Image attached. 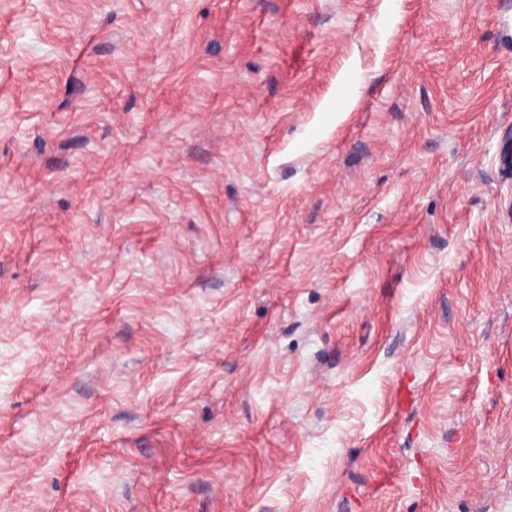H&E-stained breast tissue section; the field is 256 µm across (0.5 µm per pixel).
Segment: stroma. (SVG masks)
I'll return each mask as SVG.
<instances>
[{"mask_svg": "<svg viewBox=\"0 0 512 512\" xmlns=\"http://www.w3.org/2000/svg\"><path fill=\"white\" fill-rule=\"evenodd\" d=\"M512 0H0V512H512Z\"/></svg>", "mask_w": 512, "mask_h": 512, "instance_id": "35a3bbf8", "label": "stroma"}]
</instances>
